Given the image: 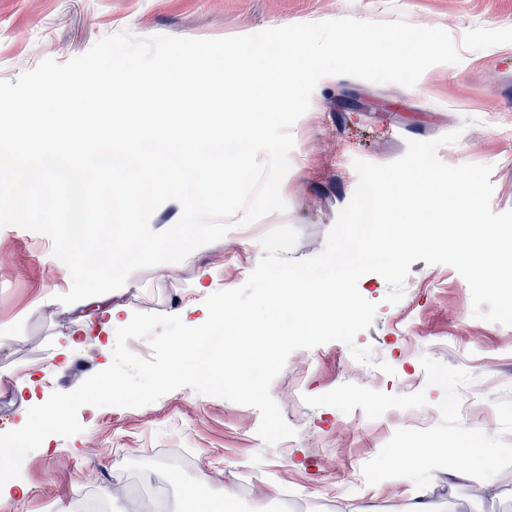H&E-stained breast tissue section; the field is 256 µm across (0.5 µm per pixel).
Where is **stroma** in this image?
I'll return each mask as SVG.
<instances>
[{"label": "stroma", "instance_id": "stroma-1", "mask_svg": "<svg viewBox=\"0 0 512 512\" xmlns=\"http://www.w3.org/2000/svg\"><path fill=\"white\" fill-rule=\"evenodd\" d=\"M344 17L403 20L438 27L454 39L473 28H512V0H0V80L13 81L41 61L65 63L100 38H226L266 28ZM459 132L439 148L445 164L491 166L494 211L512 210V43L463 52L456 64L430 67L414 87L337 75L317 84L309 110L293 125L290 168L280 192L286 211L232 228L181 262L134 272L112 302L134 312L176 315L198 326L209 295L242 286L260 261V239L289 226L291 258L321 253L339 211L358 183L353 163L388 164L411 141ZM50 239L17 226L0 228V442L18 429L30 396L75 390L107 368L112 351L87 341L65 362L62 349L82 314L58 302L71 288ZM358 288L377 306L354 346L329 342L291 353L270 393L295 434L266 444L251 406L182 387L140 408L84 406L81 433L33 442L16 473L28 488L11 512H58L91 488L112 508L124 503L116 482L146 463L163 476L160 450L187 448L191 467L173 477V512H190L181 486L207 479L235 496L237 512H280L268 486L291 492L307 512H401L416 495L435 512H452L467 483L512 470V327L474 318L468 283L447 265L412 263L402 300L374 273ZM391 364L388 375L378 361ZM35 375V391L21 390ZM493 448L476 467L460 445L463 431ZM410 471V483L396 481Z\"/></svg>", "mask_w": 512, "mask_h": 512}]
</instances>
